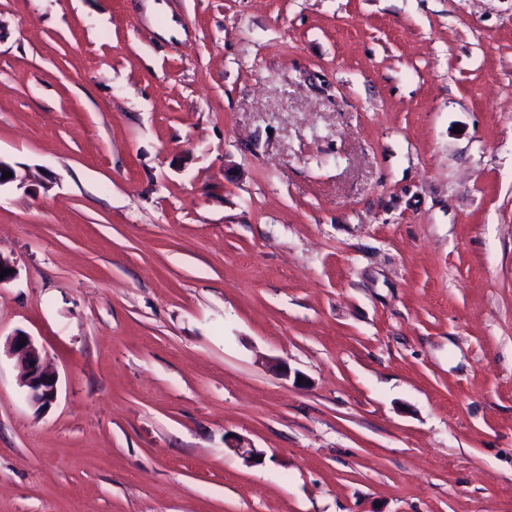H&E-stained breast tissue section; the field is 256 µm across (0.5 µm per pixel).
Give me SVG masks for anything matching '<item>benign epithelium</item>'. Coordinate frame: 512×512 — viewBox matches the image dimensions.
<instances>
[{
    "label": "benign epithelium",
    "instance_id": "1",
    "mask_svg": "<svg viewBox=\"0 0 512 512\" xmlns=\"http://www.w3.org/2000/svg\"><path fill=\"white\" fill-rule=\"evenodd\" d=\"M7 352L21 369L20 385L27 402L39 409L52 404L57 397L56 374L42 360L31 336L22 331L16 333L8 342Z\"/></svg>",
    "mask_w": 512,
    "mask_h": 512
}]
</instances>
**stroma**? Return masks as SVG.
Listing matches in <instances>:
<instances>
[{
  "instance_id": "1",
  "label": "stroma",
  "mask_w": 512,
  "mask_h": 512,
  "mask_svg": "<svg viewBox=\"0 0 512 512\" xmlns=\"http://www.w3.org/2000/svg\"><path fill=\"white\" fill-rule=\"evenodd\" d=\"M0 158V512H512V0H0ZM21 338L25 339V345H20ZM7 352L21 369L20 385L27 402L37 409L52 404L57 397L56 374L42 360L41 351L31 336L17 332L10 338Z\"/></svg>"
}]
</instances>
